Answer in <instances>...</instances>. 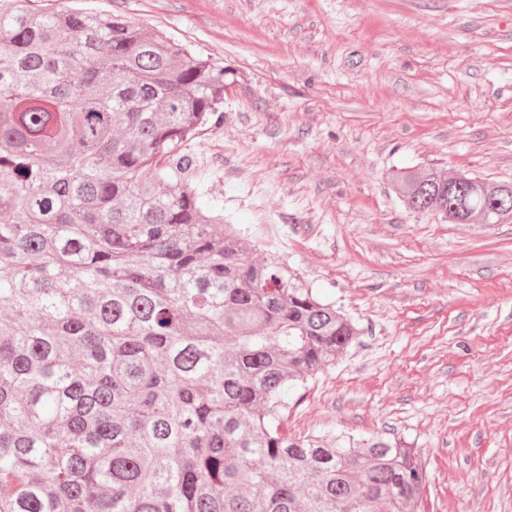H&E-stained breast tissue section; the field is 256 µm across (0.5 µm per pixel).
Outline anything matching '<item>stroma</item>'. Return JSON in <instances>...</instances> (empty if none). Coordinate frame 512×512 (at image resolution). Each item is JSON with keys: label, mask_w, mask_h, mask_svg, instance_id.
<instances>
[{"label": "stroma", "mask_w": 512, "mask_h": 512, "mask_svg": "<svg viewBox=\"0 0 512 512\" xmlns=\"http://www.w3.org/2000/svg\"><path fill=\"white\" fill-rule=\"evenodd\" d=\"M224 63L185 145L227 223L362 328L290 435L419 448L427 512H512V223L406 210L394 169L512 182V0H70Z\"/></svg>", "instance_id": "1"}]
</instances>
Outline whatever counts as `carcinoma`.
I'll return each mask as SVG.
<instances>
[{"mask_svg": "<svg viewBox=\"0 0 512 512\" xmlns=\"http://www.w3.org/2000/svg\"><path fill=\"white\" fill-rule=\"evenodd\" d=\"M228 75L121 16L0 0V512L419 506L407 444L284 428L361 330L193 185ZM391 181L450 224L512 221V183Z\"/></svg>", "mask_w": 512, "mask_h": 512, "instance_id": "carcinoma-1", "label": "carcinoma"}]
</instances>
